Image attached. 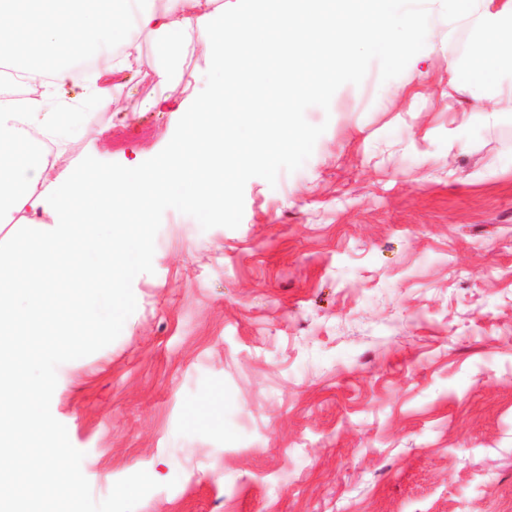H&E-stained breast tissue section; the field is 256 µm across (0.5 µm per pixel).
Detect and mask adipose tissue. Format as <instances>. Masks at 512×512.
<instances>
[{
    "label": "adipose tissue",
    "mask_w": 512,
    "mask_h": 512,
    "mask_svg": "<svg viewBox=\"0 0 512 512\" xmlns=\"http://www.w3.org/2000/svg\"><path fill=\"white\" fill-rule=\"evenodd\" d=\"M249 25L265 41L280 40L284 31L335 35L342 30L368 45L367 58L347 67L335 56L315 48L310 59L285 68L279 55L265 56L262 74L269 86L288 82L300 102L319 96L328 102L330 84L357 79L366 59L378 61L391 74L404 52L426 41L433 30L448 37L453 73L461 84L498 82L512 55V21L480 19L471 15V0H447L445 8L421 10L416 0H243L234 21H226L223 7L206 11L201 0H139L130 11L129 0H0V56L11 59L27 78L21 99L0 98V337L16 336L38 317L40 304L29 285L54 284L50 260L68 255L83 240L79 262L95 269L115 246L143 254L148 224L128 236L126 217L147 215L161 208L206 209L215 197V216H223L229 184L212 192L208 159L224 149L209 132L211 113L223 104L225 117L235 125V147L227 151L224 170L238 177L261 166L277 175L300 161L313 131L302 125V115H288L287 127L269 131L238 112L253 96L240 69L227 65V31ZM154 47L153 73L160 91L181 83L188 95L180 109L179 135L166 164L151 168L133 159L117 169L86 155L77 166H61L68 143L81 133L83 112L111 111L119 75L142 61L141 40ZM196 41L212 51L209 72H183L180 57ZM208 83L205 97H197L200 83ZM275 139L274 150L259 144ZM56 360L53 352L30 354L15 364L13 351L0 349V445L16 448V469H24L23 454L38 435L35 413ZM50 463L39 473L52 497L42 500L38 512H59L80 492L68 451L48 448Z\"/></svg>",
    "instance_id": "ef3b65f1"
}]
</instances>
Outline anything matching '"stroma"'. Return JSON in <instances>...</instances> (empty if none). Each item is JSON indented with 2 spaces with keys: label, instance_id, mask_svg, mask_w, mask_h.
I'll return each instance as SVG.
<instances>
[{
  "label": "stroma",
  "instance_id": "stroma-1",
  "mask_svg": "<svg viewBox=\"0 0 512 512\" xmlns=\"http://www.w3.org/2000/svg\"><path fill=\"white\" fill-rule=\"evenodd\" d=\"M153 52L63 164L169 157ZM451 59L437 31L334 86L223 219L164 212L120 336L57 369L93 497L143 470L135 512H512V77L454 92Z\"/></svg>",
  "mask_w": 512,
  "mask_h": 512
}]
</instances>
